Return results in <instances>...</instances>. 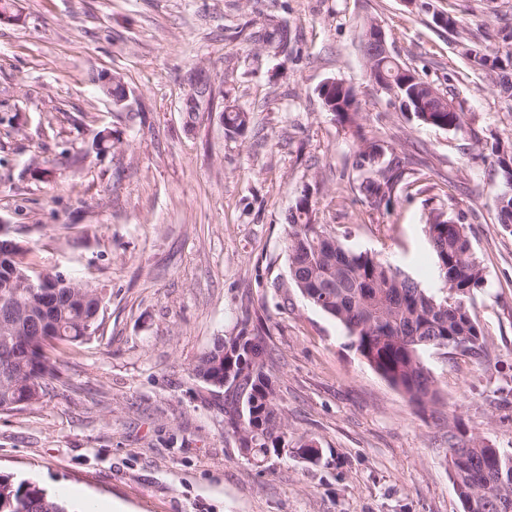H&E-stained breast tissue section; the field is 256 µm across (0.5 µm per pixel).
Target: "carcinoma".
I'll return each instance as SVG.
<instances>
[{"mask_svg":"<svg viewBox=\"0 0 512 512\" xmlns=\"http://www.w3.org/2000/svg\"><path fill=\"white\" fill-rule=\"evenodd\" d=\"M262 42L288 51L292 32L288 20L277 21L260 34ZM500 49L485 46L469 58L473 68L492 72L499 93L512 98V69L498 56ZM401 105L427 127L461 130L464 113L429 112L412 88L398 89ZM333 116L359 142L358 190L371 209L389 206L402 178L400 163L383 157L385 142L365 130L360 102L345 99ZM249 112L228 105L224 128L242 133ZM500 174L496 194L497 222L512 224V194ZM316 202L302 190L287 217L285 249L289 278L309 303L335 318L352 345L377 373L401 390L421 410L434 408L439 391L421 355L427 350L455 351L480 360L487 340L467 300L485 283L484 269L472 251L465 216L431 213L425 232L435 257L440 286L422 287L376 254L347 247L329 224L314 223ZM29 250L19 244L0 248V412L34 406L48 394L52 381L61 379V359L54 354L62 343L90 340L100 327L103 298L87 281L61 271L31 275ZM32 277L33 286L26 284ZM51 293L44 309H28L40 291V278ZM273 352L265 338L248 329L235 336H220L200 353L189 378L213 389L230 380L224 393L227 432L238 441L241 453L256 466L273 456L288 454V447L305 459L322 450L308 441L293 440L288 413L280 402L274 376ZM448 470L461 502L474 503L469 512H512V455L500 454L502 473L492 471L495 449L467 434L456 420L448 421ZM0 512H68L45 487L30 479L17 480L0 472Z\"/></svg>","mask_w":512,"mask_h":512,"instance_id":"1","label":"carcinoma"}]
</instances>
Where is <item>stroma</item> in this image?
<instances>
[{
	"mask_svg": "<svg viewBox=\"0 0 512 512\" xmlns=\"http://www.w3.org/2000/svg\"><path fill=\"white\" fill-rule=\"evenodd\" d=\"M501 45L512 0H431ZM0 22V225L37 271L101 289V326L63 347L41 404L0 412V471L71 505L114 512H463L446 419L512 453V225L498 224L489 146L512 143V108L472 71L455 33L404 0H17ZM287 18L294 53L254 41ZM379 22L391 52L452 99L461 131L417 124L377 92L359 50ZM120 77L127 108L100 87ZM336 78L384 133L405 180L389 208L355 189L358 146L318 94ZM206 82L194 127L184 102ZM250 112L226 135L225 105ZM118 145L104 154L94 135ZM45 161L52 177L36 171ZM350 248L437 285L432 210L464 214L485 271L469 300L487 339L478 364L435 350L436 412L420 413L289 279L285 216L303 188ZM261 317L294 436L322 456L257 467L224 431L218 400L188 376L219 336Z\"/></svg>",
	"mask_w": 512,
	"mask_h": 512,
	"instance_id": "stroma-1",
	"label": "stroma"
}]
</instances>
